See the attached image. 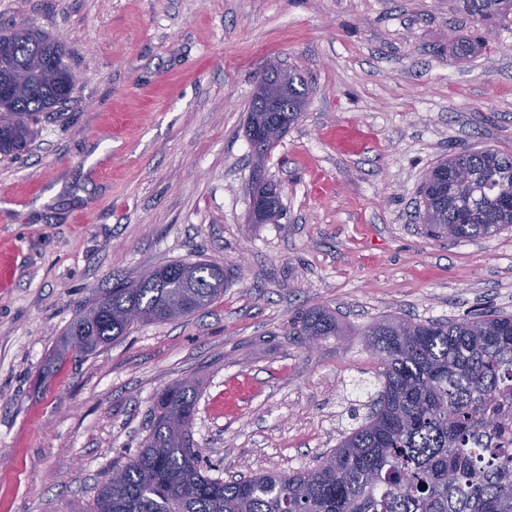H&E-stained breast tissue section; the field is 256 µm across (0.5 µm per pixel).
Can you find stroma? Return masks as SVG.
<instances>
[{
  "mask_svg": "<svg viewBox=\"0 0 512 512\" xmlns=\"http://www.w3.org/2000/svg\"><path fill=\"white\" fill-rule=\"evenodd\" d=\"M1 27L51 35L80 80L0 156V512L87 503L186 378L207 475L311 466L379 388L368 325L512 314V227L448 241L416 218L437 160L512 152V24L454 0H0ZM272 59L310 94L267 156L282 215L254 225L246 112ZM198 260L229 275L206 310L56 366L84 305ZM314 306L343 331L313 346ZM300 328L297 334L308 339H323L328 336H338L342 327L336 314L329 309L314 307L303 310L299 316Z\"/></svg>",
  "mask_w": 512,
  "mask_h": 512,
  "instance_id": "stroma-1",
  "label": "stroma"
}]
</instances>
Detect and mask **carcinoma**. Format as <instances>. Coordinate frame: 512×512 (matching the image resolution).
Instances as JSON below:
<instances>
[{"label": "carcinoma", "mask_w": 512, "mask_h": 512, "mask_svg": "<svg viewBox=\"0 0 512 512\" xmlns=\"http://www.w3.org/2000/svg\"><path fill=\"white\" fill-rule=\"evenodd\" d=\"M472 20L512 18V0H457ZM13 64L0 71V155H18L31 123L67 103L70 67L61 46L34 30L0 34ZM309 88L292 72L282 111L254 96L247 125L284 133ZM419 218L434 238L479 239L512 226V153L461 150L439 161L420 187ZM207 261L168 263L118 285L75 314L65 347L88 354L144 322L189 316L224 295L227 276ZM297 334L337 336L329 309L300 312ZM381 389L357 427L312 467L230 480L203 472L191 440L197 384L182 380L157 398L144 448L117 468L83 512H512V314L486 311L437 321L399 316L367 327Z\"/></svg>", "instance_id": "carcinoma-1"}]
</instances>
